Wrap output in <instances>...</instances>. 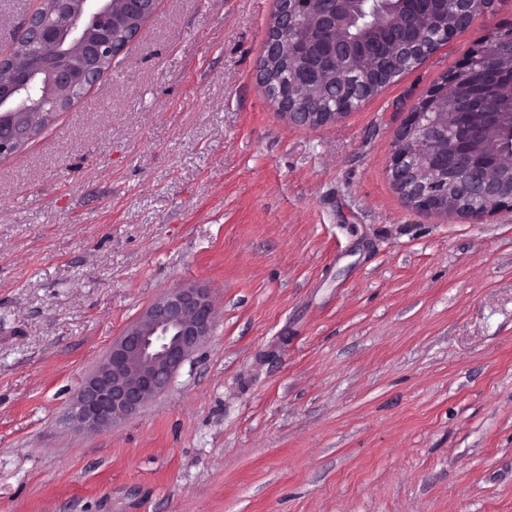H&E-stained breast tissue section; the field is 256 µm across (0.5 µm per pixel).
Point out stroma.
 I'll return each instance as SVG.
<instances>
[{
  "instance_id": "1",
  "label": "stroma",
  "mask_w": 512,
  "mask_h": 512,
  "mask_svg": "<svg viewBox=\"0 0 512 512\" xmlns=\"http://www.w3.org/2000/svg\"><path fill=\"white\" fill-rule=\"evenodd\" d=\"M274 0H158L0 160V512H512V212L408 207L394 134L496 0L339 122L257 82ZM214 326L138 414L73 396L157 296Z\"/></svg>"
}]
</instances>
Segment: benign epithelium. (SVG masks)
I'll return each mask as SVG.
<instances>
[{
	"label": "benign epithelium",
	"mask_w": 512,
	"mask_h": 512,
	"mask_svg": "<svg viewBox=\"0 0 512 512\" xmlns=\"http://www.w3.org/2000/svg\"><path fill=\"white\" fill-rule=\"evenodd\" d=\"M157 0H97L96 9L85 12L76 0H51L57 19L41 21L42 9L26 18L23 34L53 49L50 60H29L0 80V159L17 153L37 129L30 114L43 111L56 91L85 90L104 74L105 63L124 53L132 42L118 47L112 28H128L150 17ZM359 0H326L317 24L307 20L308 0H277L267 54H286L310 71H321L338 60L355 62L371 54V39L350 41L336 32L356 22ZM452 9L436 20L433 29H423L419 9L412 0H382L394 6L400 20V42L405 60L433 54L453 36L493 10L494 0H450ZM490 56L512 59V31L497 32L488 49L468 58L462 69ZM393 74L367 68L363 74L349 72L350 88L382 86ZM457 96L455 85L443 80L408 113L394 135L390 176L395 189L411 207L436 216L457 215L472 221L500 211L512 210V175L495 168V159L512 145L507 134L479 126L471 127L448 150L449 120L439 126L425 123L427 110ZM278 109L298 126L317 127L338 121L353 104L345 100L341 112H306L296 107L288 88L271 97ZM485 203L472 211L467 201ZM215 311L207 290L197 285L174 288L156 298L122 334L96 368L85 377L69 408V417L79 427L103 431L118 419L137 414L148 401L163 392L189 355L209 336Z\"/></svg>",
	"instance_id": "1"
}]
</instances>
